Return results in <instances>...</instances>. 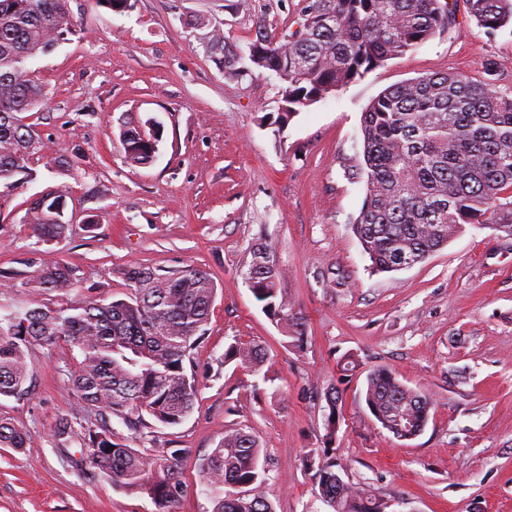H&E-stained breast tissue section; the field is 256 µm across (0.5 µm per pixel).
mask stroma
<instances>
[{
  "mask_svg": "<svg viewBox=\"0 0 512 512\" xmlns=\"http://www.w3.org/2000/svg\"><path fill=\"white\" fill-rule=\"evenodd\" d=\"M131 2L116 13L101 0H70L81 37L34 64L47 100L28 121L46 148L29 163L32 178L0 193V312L126 297L133 266L191 264L216 280L207 337L193 351L192 414L138 436L111 422L133 447L188 449L180 512H210L200 463L239 427L251 428L267 455L264 489L276 512H327L305 456L322 445L332 387L344 481L391 501L394 512H512V236L468 226L426 261L377 273L350 227L366 193L350 172L362 161L369 102L437 72L483 78L490 59L510 87L512 32L487 35L458 5L448 29L281 128L279 79L226 69L206 43L222 34L226 54L241 57L256 19L278 38L296 28L300 0ZM134 125L160 128L145 166L127 164L120 145L121 130ZM60 159L70 170L58 169ZM62 183L68 227L46 243L25 215ZM256 243L275 254L280 286L306 320L303 351L285 343L243 280ZM54 261L75 272L68 294L35 284ZM236 338L265 348L261 373L225 363ZM348 354L359 370H341ZM79 359L62 340L32 344L29 398L0 399V417L28 436L22 450L0 448V512H156L147 494L69 463L95 421L72 388ZM379 366L432 402L412 440L382 429L364 403L366 376ZM62 417L77 433L64 451L54 436Z\"/></svg>",
  "mask_w": 512,
  "mask_h": 512,
  "instance_id": "1",
  "label": "stroma"
}]
</instances>
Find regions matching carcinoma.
I'll use <instances>...</instances> for the list:
<instances>
[{"instance_id": "carcinoma-1", "label": "carcinoma", "mask_w": 512, "mask_h": 512, "mask_svg": "<svg viewBox=\"0 0 512 512\" xmlns=\"http://www.w3.org/2000/svg\"><path fill=\"white\" fill-rule=\"evenodd\" d=\"M477 25L489 34L512 26V0H464ZM457 0H301L298 29L283 40L256 22L248 44L251 67L272 70L282 83L278 129L303 107L336 93L356 78L412 51L448 27ZM80 35L69 0H0V182L14 177L44 143L26 122V113L46 98L28 62L48 55L69 36ZM206 50L235 69L215 35ZM496 63L473 80L440 72L393 85L362 112L363 164L351 176H366V194L352 230L377 272L421 263L448 244L465 225L493 224L512 235V88L493 83ZM126 160L150 163L159 132L132 127L120 134ZM69 190L59 185L36 198L26 223L43 240L57 241L67 230ZM242 272L262 310L284 335L302 347L305 321L279 288L282 271L270 248L251 247ZM131 292L105 303L87 298L69 307L34 305L0 316V398L30 395L28 346L60 340L77 346L81 360L72 373L77 396L99 412L119 418L136 432L151 425L172 427L193 412L199 385L187 371L191 352L205 338L216 282L191 265L159 273L134 267L126 273ZM72 269L60 263L38 270V287L68 292ZM265 361L258 344L234 340L224 363L257 374ZM325 442L306 455L315 471L317 496L328 512H386L371 491L337 479L331 444L338 417L336 396L325 395ZM364 400L383 429L405 441L430 419L431 401L377 367L367 374ZM75 430L58 420L55 436L67 449ZM87 454L72 458L79 469H97L112 483L147 494L156 512H179L184 493L182 448L148 452L114 440L107 424L84 434ZM27 434L0 418V447L20 450ZM267 460L256 436L235 428L202 464V484L212 512H275L264 491Z\"/></svg>"}]
</instances>
